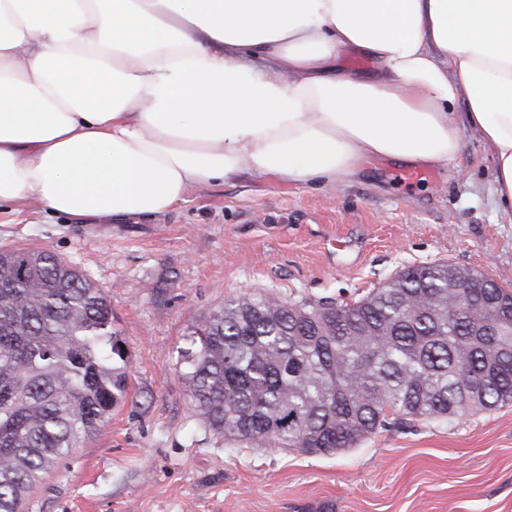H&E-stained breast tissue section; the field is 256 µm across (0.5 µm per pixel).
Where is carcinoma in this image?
I'll return each instance as SVG.
<instances>
[{"label": "carcinoma", "instance_id": "carcinoma-1", "mask_svg": "<svg viewBox=\"0 0 512 512\" xmlns=\"http://www.w3.org/2000/svg\"><path fill=\"white\" fill-rule=\"evenodd\" d=\"M187 396L217 436L336 454L385 426L512 403V289L448 262L352 303L247 294L191 333ZM127 392L107 295L72 263L0 248V512H23Z\"/></svg>", "mask_w": 512, "mask_h": 512}]
</instances>
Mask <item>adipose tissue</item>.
I'll list each match as a JSON object with an SVG mask.
<instances>
[{"label":"adipose tissue","instance_id":"ef3b65f1","mask_svg":"<svg viewBox=\"0 0 512 512\" xmlns=\"http://www.w3.org/2000/svg\"><path fill=\"white\" fill-rule=\"evenodd\" d=\"M467 129L512 210V0H0V205L147 219L246 174L445 166ZM338 68L342 72H351L358 74H373L375 65L368 58L358 55L354 52L343 53L338 62Z\"/></svg>","mask_w":512,"mask_h":512}]
</instances>
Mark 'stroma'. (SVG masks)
Segmentation results:
<instances>
[{
	"label": "stroma",
	"mask_w": 512,
	"mask_h": 512,
	"mask_svg": "<svg viewBox=\"0 0 512 512\" xmlns=\"http://www.w3.org/2000/svg\"><path fill=\"white\" fill-rule=\"evenodd\" d=\"M493 155L465 132L453 162L400 179L373 160L330 187L246 175L151 219L0 213V247L51 252L112 303L128 392L36 490L27 512H512V404L390 421L333 455L237 448L193 409L189 335L228 299L353 301L405 267L446 261L512 287V212Z\"/></svg>",
	"instance_id": "stroma-1"
}]
</instances>
